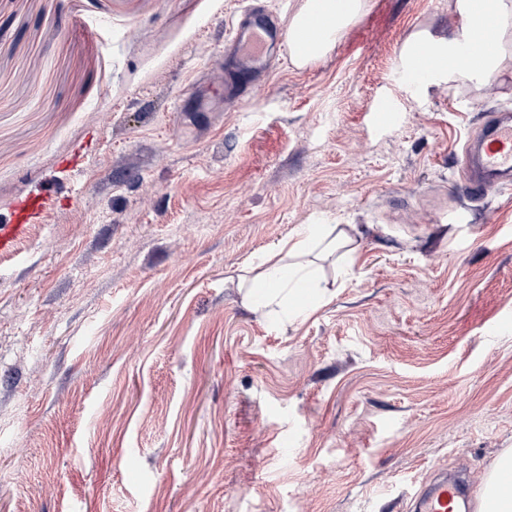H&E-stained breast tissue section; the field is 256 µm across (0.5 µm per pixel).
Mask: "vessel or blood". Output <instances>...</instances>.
Wrapping results in <instances>:
<instances>
[{"label":"vessel or blood","mask_w":512,"mask_h":512,"mask_svg":"<svg viewBox=\"0 0 512 512\" xmlns=\"http://www.w3.org/2000/svg\"><path fill=\"white\" fill-rule=\"evenodd\" d=\"M288 41V33L263 9L249 4L232 22L225 39L224 92L237 99L244 90L236 81L238 73L264 74L277 50ZM440 64L429 49L418 48L407 62V73L415 79L428 77ZM480 152L468 177L471 191L481 193L492 188L498 177L512 173V120L489 119L478 134ZM51 198L42 193L20 199L9 223L0 226V253L11 252L18 240L38 223ZM473 504L458 484L440 482L414 495L412 512H471Z\"/></svg>","instance_id":"vessel-or-blood-1"}]
</instances>
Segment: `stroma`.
<instances>
[{"label": "stroma", "mask_w": 512, "mask_h": 512, "mask_svg": "<svg viewBox=\"0 0 512 512\" xmlns=\"http://www.w3.org/2000/svg\"><path fill=\"white\" fill-rule=\"evenodd\" d=\"M242 0H0V512H409L512 453V182L470 194L499 78H403L458 0H367L320 61L224 97ZM396 119L373 121L379 100ZM81 157V175L66 163ZM300 224L293 319L237 275ZM50 202V196L43 192L20 199L16 203L10 223L0 226V253H8L14 249L18 240L26 235L30 225L39 222Z\"/></svg>", "instance_id": "35a3bbf8"}]
</instances>
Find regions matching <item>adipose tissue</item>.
Returning <instances> with one entry per match:
<instances>
[{
    "mask_svg": "<svg viewBox=\"0 0 512 512\" xmlns=\"http://www.w3.org/2000/svg\"><path fill=\"white\" fill-rule=\"evenodd\" d=\"M461 4L465 10L472 13L479 12L487 6L492 7L497 48L486 55L480 69L475 70L457 61L458 40L454 37L449 38L447 44L440 48L444 60L442 72L452 78L466 75L475 79L491 80L499 77V64L505 53L506 37L508 32L512 31V0H461ZM365 8L366 0H301L299 8L290 20V32L300 31L314 20L322 21L323 32L318 39L291 48L292 63L306 66L324 57L335 46L346 28L363 14ZM351 242V237L336 230L331 224L299 225L294 232L275 245L274 262L264 266L256 274L252 273L250 267L242 268V275L253 278L251 299L256 308L281 302L288 305L294 317L306 316L307 308L293 302L298 288H311L315 285L310 267L303 261L304 256L310 254L318 245L333 252L347 247Z\"/></svg>",
    "mask_w": 512,
    "mask_h": 512,
    "instance_id": "adipose-tissue-1",
    "label": "adipose tissue"
}]
</instances>
